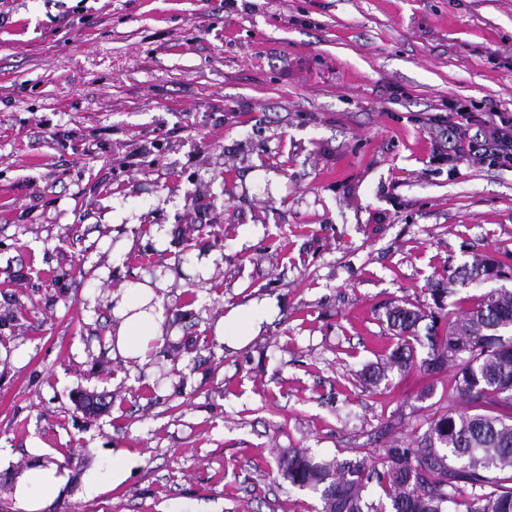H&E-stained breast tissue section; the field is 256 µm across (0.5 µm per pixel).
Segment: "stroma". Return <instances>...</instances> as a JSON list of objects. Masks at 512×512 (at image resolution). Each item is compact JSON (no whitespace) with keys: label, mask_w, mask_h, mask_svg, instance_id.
<instances>
[{"label":"stroma","mask_w":512,"mask_h":512,"mask_svg":"<svg viewBox=\"0 0 512 512\" xmlns=\"http://www.w3.org/2000/svg\"><path fill=\"white\" fill-rule=\"evenodd\" d=\"M507 60L512 0H0V512L33 448L77 476L136 459L47 512H319L282 449L347 457L458 407L423 346L356 375L394 345L387 307L512 266V171L432 161L428 122L451 97L512 113ZM147 275L177 334L139 366L105 299ZM504 268V265L493 259H476L471 265H464L451 279L448 278V288H440L435 284L429 289L433 303L437 309L443 310V300L452 293L450 286L456 281L461 284H481L491 279H497ZM269 311L265 306L253 305L233 309L229 313L232 323V330L226 333V318H220L215 325V335L224 343V335L240 345L246 343L252 336H255L261 329V325L268 319ZM112 462L106 466L90 468L83 472L79 488L86 497H94L107 489L121 486L131 475L130 453L121 448H112Z\"/></svg>","instance_id":"1"}]
</instances>
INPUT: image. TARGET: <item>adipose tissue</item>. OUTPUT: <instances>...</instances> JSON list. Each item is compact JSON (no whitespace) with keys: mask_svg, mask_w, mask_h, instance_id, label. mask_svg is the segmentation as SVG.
<instances>
[{"mask_svg":"<svg viewBox=\"0 0 512 512\" xmlns=\"http://www.w3.org/2000/svg\"><path fill=\"white\" fill-rule=\"evenodd\" d=\"M162 289V283L144 281L124 284L109 294L114 322L108 339L113 355L146 362L149 342L166 334ZM268 315L262 305L240 307L231 310L228 319L218 320L214 332L217 337H230L240 345L258 333ZM130 475L129 452L116 448L108 465L84 471L76 485L67 469L33 462L14 476L11 494L20 512H46L54 498L67 496L72 487H79L83 495L93 497L125 484Z\"/></svg>","mask_w":512,"mask_h":512,"instance_id":"1","label":"adipose tissue"}]
</instances>
